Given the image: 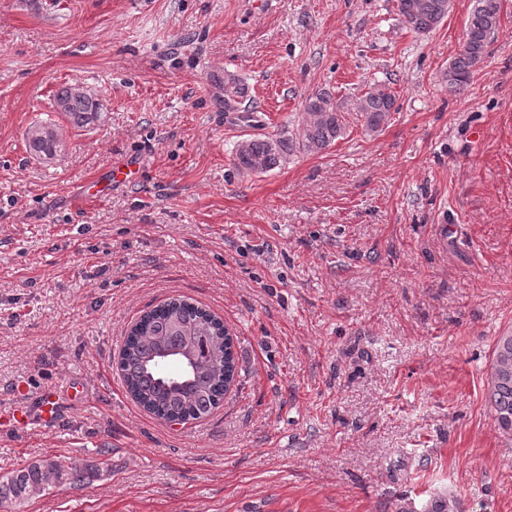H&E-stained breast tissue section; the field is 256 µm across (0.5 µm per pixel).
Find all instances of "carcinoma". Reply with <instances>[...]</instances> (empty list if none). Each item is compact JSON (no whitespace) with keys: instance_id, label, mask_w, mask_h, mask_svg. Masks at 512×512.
Wrapping results in <instances>:
<instances>
[{"instance_id":"obj_1","label":"carcinoma","mask_w":512,"mask_h":512,"mask_svg":"<svg viewBox=\"0 0 512 512\" xmlns=\"http://www.w3.org/2000/svg\"><path fill=\"white\" fill-rule=\"evenodd\" d=\"M452 0H397L401 22L415 33H426L441 23ZM502 0H475L468 15L459 52L448 64L446 80L453 92L464 91L473 70L483 60L491 35L497 30ZM224 111H251L248 87L233 74L224 75ZM56 111L75 128L101 120V103L78 83H65L55 93ZM395 96L371 88L356 107L365 132L374 134L395 109ZM300 134L284 132L249 136L236 146L234 166L242 173L261 174L283 166L295 152H319L344 136L343 103L326 91L305 99ZM29 151L52 156L64 144L62 129L54 123L35 124L26 131ZM224 322L204 307L184 297L144 312L130 327L118 358L117 369L133 400L156 418L187 423L211 415L241 374L234 341ZM487 395L496 425L512 433V335L498 337L487 380ZM100 476L96 464L64 463L38 459L0 476V507L25 512L26 504L59 487H78Z\"/></svg>"}]
</instances>
